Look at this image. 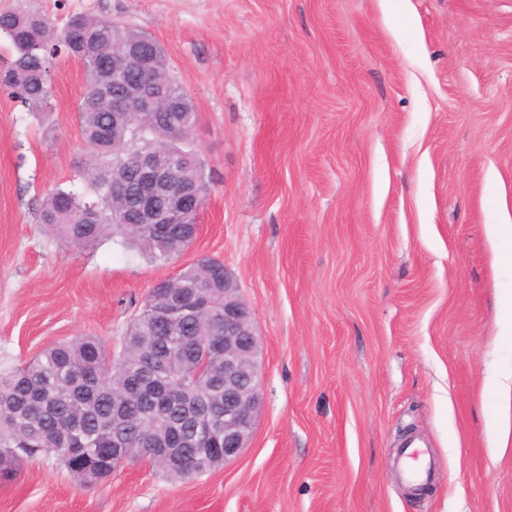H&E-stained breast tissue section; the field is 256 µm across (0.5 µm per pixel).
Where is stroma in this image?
Returning <instances> with one entry per match:
<instances>
[{
	"instance_id": "35a3bbf8",
	"label": "stroma",
	"mask_w": 512,
	"mask_h": 512,
	"mask_svg": "<svg viewBox=\"0 0 512 512\" xmlns=\"http://www.w3.org/2000/svg\"><path fill=\"white\" fill-rule=\"evenodd\" d=\"M127 22L163 48L212 177L167 263L38 222L78 187L81 63L54 110L0 95V373L77 336L118 341L150 289L223 261L260 338L261 406L234 463L171 480L148 461L79 486L56 457L0 480V512H512V440L487 417L512 369V0H0ZM424 434L430 488L396 458Z\"/></svg>"
}]
</instances>
